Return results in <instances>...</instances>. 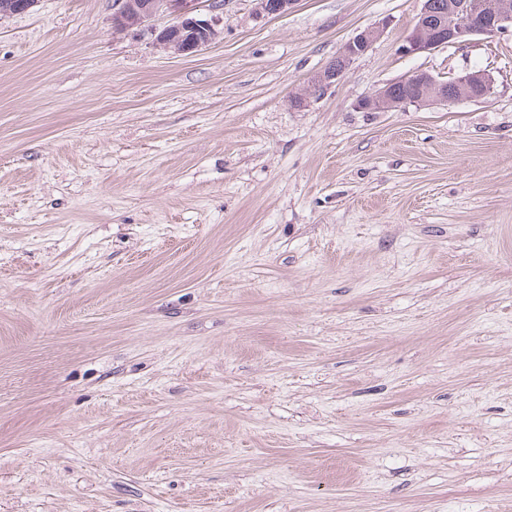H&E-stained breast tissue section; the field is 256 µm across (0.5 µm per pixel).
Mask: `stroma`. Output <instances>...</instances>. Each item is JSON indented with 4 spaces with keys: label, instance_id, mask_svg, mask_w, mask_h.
I'll use <instances>...</instances> for the list:
<instances>
[{
    "label": "stroma",
    "instance_id": "stroma-1",
    "mask_svg": "<svg viewBox=\"0 0 512 512\" xmlns=\"http://www.w3.org/2000/svg\"><path fill=\"white\" fill-rule=\"evenodd\" d=\"M112 4L0 20V512H512V33L224 0L175 56ZM376 35V30H368L346 42L339 50L336 58L311 82L309 92L304 96L300 95L302 97L294 98V105L302 107L307 101V95L320 96L328 88L335 85L341 79L351 61L363 55L370 48ZM493 84V79L485 72H469L450 81L439 80L426 72H417L386 83L374 94L359 100L356 107L363 112H385L407 104L450 105L462 100L484 98L492 93ZM398 87L403 93L399 100L392 99L389 94L396 97L392 91Z\"/></svg>",
    "mask_w": 512,
    "mask_h": 512
}]
</instances>
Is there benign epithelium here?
Masks as SVG:
<instances>
[{"mask_svg":"<svg viewBox=\"0 0 512 512\" xmlns=\"http://www.w3.org/2000/svg\"><path fill=\"white\" fill-rule=\"evenodd\" d=\"M114 3L112 32H146L157 47L172 55L198 52L223 34L219 20L224 13V0H203L202 7L198 6V0H114ZM295 3L296 0H258L261 12L270 16L287 13ZM34 4L35 0H0V19L26 13ZM200 10L205 11V16L198 15ZM162 17L170 22L163 26L155 24ZM509 32H512V0H448L446 6L437 0H424L401 50L415 54L460 45L476 35ZM376 35L377 31L368 30L346 42L336 58L311 82L309 95L320 96L335 85L351 61L370 48ZM492 91L493 79L485 72H469L450 81L417 72L385 84L359 100L356 108L363 112H385L407 104L450 105L484 98ZM307 96L294 98V105L304 106Z\"/></svg>","mask_w":512,"mask_h":512,"instance_id":"obj_1","label":"benign epithelium"}]
</instances>
